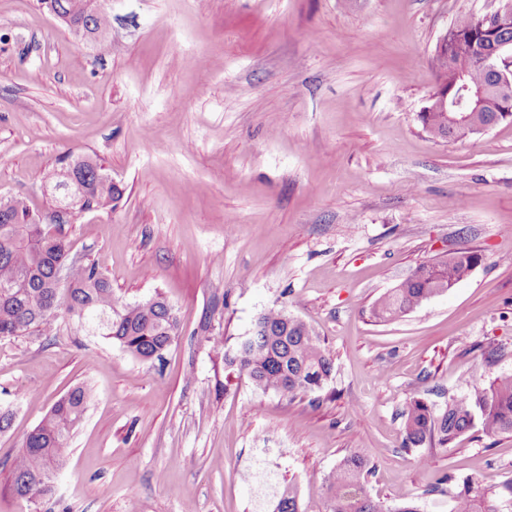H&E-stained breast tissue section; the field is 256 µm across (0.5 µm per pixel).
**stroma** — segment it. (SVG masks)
<instances>
[{
  "instance_id": "obj_1",
  "label": "stroma",
  "mask_w": 512,
  "mask_h": 512,
  "mask_svg": "<svg viewBox=\"0 0 512 512\" xmlns=\"http://www.w3.org/2000/svg\"><path fill=\"white\" fill-rule=\"evenodd\" d=\"M501 4L100 0V50L40 0H0V197L49 211L59 160L98 159L124 197L65 224L72 254L122 302L159 292L179 320L154 366L64 318L0 340V512H271L248 475L264 453L301 512H326L351 448L374 499L407 493L421 512H450L464 478L512 481V437L406 449L398 417L512 372V120L463 140L420 120L440 36ZM459 249L482 257L466 279L375 321L376 299ZM280 306L334 359L294 400L210 344L234 348ZM82 382L94 397L52 493L15 497L26 434Z\"/></svg>"
}]
</instances>
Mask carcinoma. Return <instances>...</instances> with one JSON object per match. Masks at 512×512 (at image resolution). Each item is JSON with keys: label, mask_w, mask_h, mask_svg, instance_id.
<instances>
[{"label": "carcinoma", "mask_w": 512, "mask_h": 512, "mask_svg": "<svg viewBox=\"0 0 512 512\" xmlns=\"http://www.w3.org/2000/svg\"><path fill=\"white\" fill-rule=\"evenodd\" d=\"M74 24L90 20L89 32L110 27L108 14L97 0H52ZM473 17L461 15L453 25L462 37L450 45H437L433 65L437 83L447 102L463 88L490 83L480 66L458 69L453 62L473 50ZM451 113L444 110L421 113L425 129L441 139H464L474 134L469 125L449 129ZM47 179L61 191L60 202L79 199L80 207L93 211L112 205L124 190L112 184L104 169L90 156H67ZM54 211L37 214L20 197L0 198V339L51 336L59 314L79 325L95 326L107 338L143 362L161 361L178 336L179 323L162 294L125 304L115 297L112 284L86 259L70 257L67 239L52 225ZM481 255L461 249L448 257L423 262L372 306V316L392 321L420 306L427 299L447 292L470 275ZM212 347L224 353L225 366L246 375L263 392L302 398L321 389L334 370V361L318 334L283 307L264 312L250 336L233 352L215 339ZM93 398L90 387L77 384L61 396L23 441L11 467V490L18 498L34 499L50 490L53 472L69 452V440L81 424ZM403 446L448 448L461 438L480 431L487 436L512 435V373L488 382L475 380L463 396L437 413L427 400L414 397L398 413ZM370 459L348 451L326 483L327 512H420L415 498L406 494L386 505L372 498L367 478ZM273 512H301L297 486H283L275 496ZM451 512H496L478 480L462 481Z\"/></svg>", "instance_id": "carcinoma-1"}]
</instances>
